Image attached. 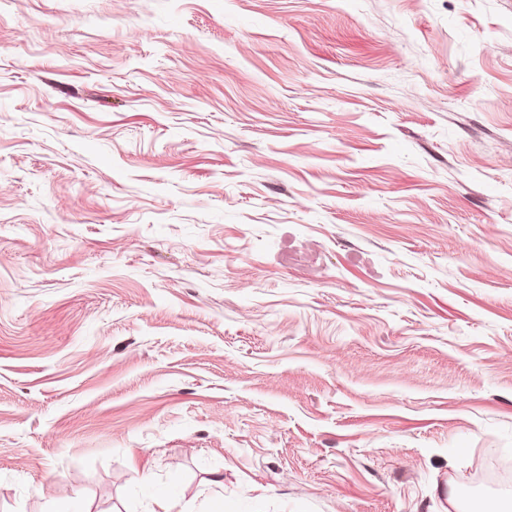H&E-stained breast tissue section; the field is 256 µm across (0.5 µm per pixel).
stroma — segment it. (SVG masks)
<instances>
[{"instance_id":"1","label":"stroma","mask_w":512,"mask_h":512,"mask_svg":"<svg viewBox=\"0 0 512 512\" xmlns=\"http://www.w3.org/2000/svg\"><path fill=\"white\" fill-rule=\"evenodd\" d=\"M512 0H0V512L512 496Z\"/></svg>"}]
</instances>
